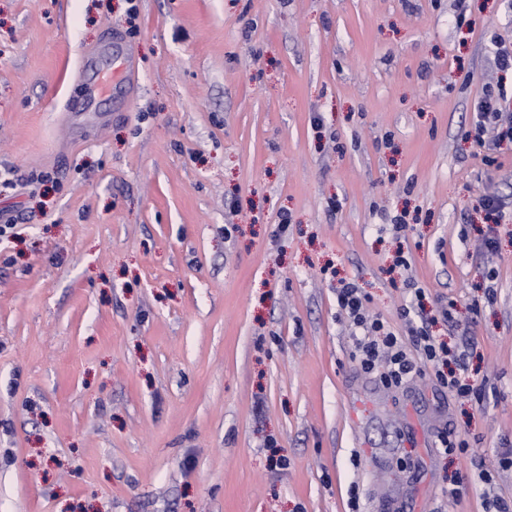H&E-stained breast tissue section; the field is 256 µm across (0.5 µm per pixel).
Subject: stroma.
Returning <instances> with one entry per match:
<instances>
[{"label": "stroma", "instance_id": "35a3bbf8", "mask_svg": "<svg viewBox=\"0 0 512 512\" xmlns=\"http://www.w3.org/2000/svg\"><path fill=\"white\" fill-rule=\"evenodd\" d=\"M497 39L512 0H0V512L512 501V144L474 138L484 84L512 92ZM115 41L138 84L85 111L80 54ZM341 278L411 357L420 315L467 351L484 403L364 373Z\"/></svg>", "mask_w": 512, "mask_h": 512}]
</instances>
